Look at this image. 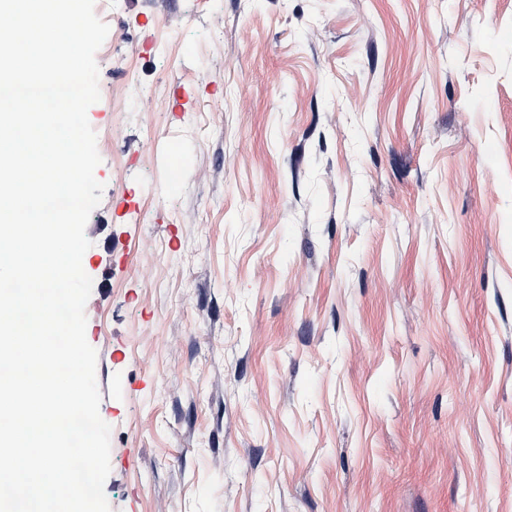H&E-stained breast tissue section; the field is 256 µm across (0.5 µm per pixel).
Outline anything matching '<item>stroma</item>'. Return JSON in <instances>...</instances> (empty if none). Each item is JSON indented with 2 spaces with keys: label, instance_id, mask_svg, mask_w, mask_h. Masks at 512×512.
Wrapping results in <instances>:
<instances>
[{
  "label": "stroma",
  "instance_id": "1",
  "mask_svg": "<svg viewBox=\"0 0 512 512\" xmlns=\"http://www.w3.org/2000/svg\"><path fill=\"white\" fill-rule=\"evenodd\" d=\"M94 11L111 512H512V0Z\"/></svg>",
  "mask_w": 512,
  "mask_h": 512
}]
</instances>
